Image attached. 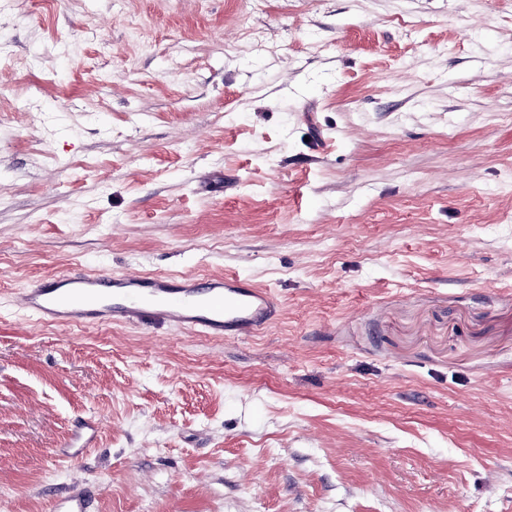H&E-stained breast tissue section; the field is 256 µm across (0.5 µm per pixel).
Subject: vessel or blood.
<instances>
[{
  "mask_svg": "<svg viewBox=\"0 0 512 512\" xmlns=\"http://www.w3.org/2000/svg\"><path fill=\"white\" fill-rule=\"evenodd\" d=\"M14 306L37 320L60 326L132 323L187 327L214 337L254 336L277 316L273 293L239 275L200 282L196 275H146L70 271L30 283L13 299ZM100 423L85 420L65 440L71 454L89 447ZM91 495L75 487L55 500L50 512H90Z\"/></svg>",
  "mask_w": 512,
  "mask_h": 512,
  "instance_id": "obj_1",
  "label": "vessel or blood"
}]
</instances>
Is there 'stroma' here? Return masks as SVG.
I'll list each match as a JSON object with an SVG mask.
<instances>
[{
	"label": "stroma",
	"mask_w": 512,
	"mask_h": 512,
	"mask_svg": "<svg viewBox=\"0 0 512 512\" xmlns=\"http://www.w3.org/2000/svg\"><path fill=\"white\" fill-rule=\"evenodd\" d=\"M506 114L512 0H0V512H512ZM75 268L279 315L16 312ZM200 282L194 274L70 271L21 288L13 305L37 320L60 326L132 323L187 327L218 338L254 336L277 316L267 288L240 275ZM100 423L95 418H89L84 421L82 427L71 433L64 441L62 448H71L70 450H62V454L75 456L79 453L80 448H90L89 446L97 438ZM91 495L85 487L76 486L68 496L56 499L50 506L51 512H90Z\"/></svg>",
	"instance_id": "obj_1"
}]
</instances>
